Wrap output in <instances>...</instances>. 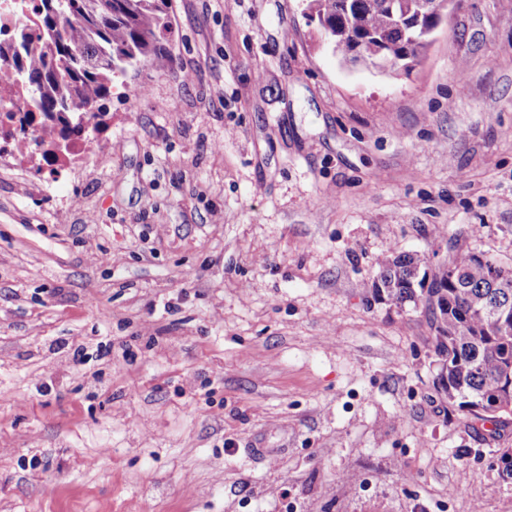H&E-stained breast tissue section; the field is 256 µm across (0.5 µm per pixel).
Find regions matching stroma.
I'll return each instance as SVG.
<instances>
[{"instance_id": "1", "label": "stroma", "mask_w": 512, "mask_h": 512, "mask_svg": "<svg viewBox=\"0 0 512 512\" xmlns=\"http://www.w3.org/2000/svg\"><path fill=\"white\" fill-rule=\"evenodd\" d=\"M108 164L0 165V512H512L388 249L512 266V0L340 67L301 0H172ZM87 362L74 364L75 348Z\"/></svg>"}]
</instances>
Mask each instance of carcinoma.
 <instances>
[{"mask_svg": "<svg viewBox=\"0 0 512 512\" xmlns=\"http://www.w3.org/2000/svg\"><path fill=\"white\" fill-rule=\"evenodd\" d=\"M326 26L323 42L345 59L351 37L363 39L358 66L370 69L378 39L386 54L409 72L421 63L428 37L396 25L398 0H307ZM35 26L13 32L22 56L14 66L32 93V111L42 118L76 117L112 95V81L141 66L165 69L172 60L166 34L172 29L171 0H30ZM371 288L394 304L423 307L431 314L437 356L436 383L448 397V413L470 421L504 425L512 415V386L503 365L512 361V268L471 251L457 252L427 278L412 253L376 259ZM453 268L457 278L448 277Z\"/></svg>", "mask_w": 512, "mask_h": 512, "instance_id": "1", "label": "carcinoma"}]
</instances>
